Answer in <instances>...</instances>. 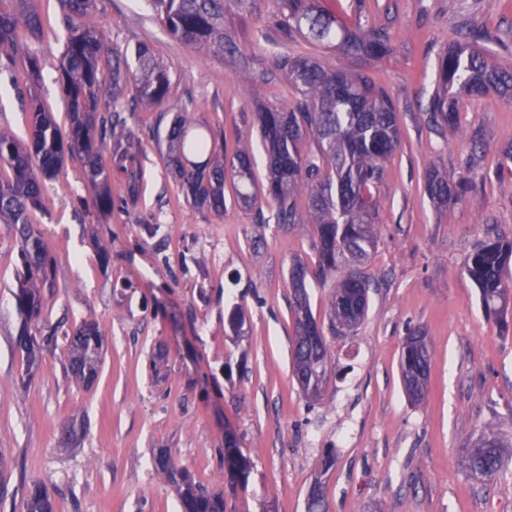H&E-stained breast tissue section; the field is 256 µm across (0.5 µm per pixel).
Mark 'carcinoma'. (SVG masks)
<instances>
[{
    "label": "carcinoma",
    "instance_id": "cac0c4a2",
    "mask_svg": "<svg viewBox=\"0 0 512 512\" xmlns=\"http://www.w3.org/2000/svg\"><path fill=\"white\" fill-rule=\"evenodd\" d=\"M34 0H0V70L19 67L26 87L43 79V64L27 39L41 36L42 17ZM168 34L183 45L215 54L236 55L239 44L224 27V0H151ZM59 22L66 31L56 81L67 104L69 133L64 135L52 113L36 95L29 94L30 139L23 141L0 127V223L17 228L20 271L16 274L15 310L21 323L15 339L25 382L38 366L41 351L56 336L39 324L47 301L44 288L52 283L56 257L31 213L45 207V189L66 161H77L92 186V205L102 216L112 214V178L127 187L123 206L134 205L142 181L141 142L128 117L138 105L174 113L164 138L167 167L179 193L198 210L224 215V185L233 182L236 202L256 210L259 224H311L316 255L315 276L330 283L328 324L331 333L351 331L368 309L369 277L361 266L378 244L382 217L372 189L383 181L386 164L398 150L401 137L397 110L387 94L359 63L380 59L391 51L384 29H349L319 0H273L279 46L265 61L262 74H282L296 93L292 104L255 103L240 113L245 128L259 132L266 160V189L259 199L249 146L236 139L227 156L224 132L212 133L196 125L184 108L170 78L169 67L155 58L146 44L123 48L112 43V64L107 84L100 79V63L107 51L102 32L94 23L98 0H58ZM461 41L438 56L437 91L426 114L428 122L443 130L459 124V97L481 98L495 92L512 101V72L489 63L472 44L489 34L464 24ZM301 37L317 47L339 49L342 63L329 66L318 57L288 51V42ZM317 151L302 153L307 136ZM112 142L104 159L106 142ZM474 184L456 181L437 170L428 173L425 192L438 209L459 204ZM269 207L264 214L262 205ZM512 240L497 237L475 251L465 273L479 290L484 311L501 328L512 316ZM308 268L300 260L289 272L295 318L292 371L309 398L322 397L331 363L324 324L314 316L307 291ZM104 336L97 322L84 320L62 333L65 370L86 386L98 375ZM431 352L426 336L414 331L403 343L400 371L404 390L419 403L427 393ZM504 439L482 432L468 440L465 468L469 476L485 481L504 465ZM156 472L175 486L181 512H224V497L209 492L170 455H160ZM246 463L232 440L224 442V470L230 481L245 482ZM23 512H55L43 486L27 488ZM307 512H325L324 488L315 479L307 494Z\"/></svg>",
    "mask_w": 512,
    "mask_h": 512
}]
</instances>
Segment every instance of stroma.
<instances>
[{
  "mask_svg": "<svg viewBox=\"0 0 512 512\" xmlns=\"http://www.w3.org/2000/svg\"><path fill=\"white\" fill-rule=\"evenodd\" d=\"M348 26L382 28L392 53L366 68L394 102L401 145L375 192L383 222L365 272V319L329 336L331 370L322 401L292 375L294 313L288 284L294 260L314 265L313 227L255 223L227 200L223 216L178 196L156 143L157 111L137 106L132 121L144 149L142 194L134 208L101 221L79 163L66 162L48 188L38 228L57 258L46 291L45 323L96 321L105 337L93 386L68 377L60 347L44 351L21 384L13 291L20 267L13 225L0 224V512H22L25 485L46 487L56 512H180L174 487L154 459L166 451L211 490L224 512H306L322 480L328 512H512V448L483 482L462 464L469 435L512 439V331L500 332L464 271L474 250L496 235L512 238V102L497 94L463 98L460 127L427 121L436 61L462 23L484 27L476 43L495 66L512 70V0H321ZM271 0L241 9L226 0L225 25L241 55L219 56L174 41L147 0H100L95 22L107 40L144 42L201 127L233 132L261 89L273 104L292 102L280 75L260 87L243 80L261 69L271 45ZM65 31L37 47L44 78L37 95L56 119L67 106L54 81ZM0 72V125L27 139V102ZM477 183L460 205L441 211L424 193L428 169ZM149 224L168 236L147 238ZM112 242L101 264L94 237ZM246 323L233 334L228 315ZM431 347L429 396L413 403L400 375L406 336ZM250 465L245 484L224 473L225 431ZM330 467H323L325 456Z\"/></svg>",
  "mask_w": 512,
  "mask_h": 512,
  "instance_id": "obj_1",
  "label": "stroma"
}]
</instances>
